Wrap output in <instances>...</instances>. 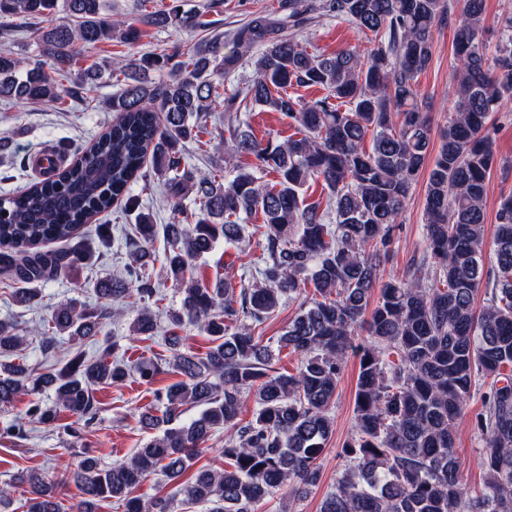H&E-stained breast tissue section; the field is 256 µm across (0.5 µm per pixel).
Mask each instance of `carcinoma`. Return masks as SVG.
I'll use <instances>...</instances> for the list:
<instances>
[{"label":"carcinoma","instance_id":"1","mask_svg":"<svg viewBox=\"0 0 512 512\" xmlns=\"http://www.w3.org/2000/svg\"><path fill=\"white\" fill-rule=\"evenodd\" d=\"M115 13L112 0H0V31L32 28L38 53L0 52V99L60 104L86 99L103 77L92 64L65 88L58 79L81 51L104 40L137 42L140 26L207 31L209 12L173 0L166 10ZM485 0H277L273 15H253L233 34L223 53L219 36L196 43L174 42L160 55L118 63L123 83L108 102L118 119L79 160L0 202V273L16 288L12 297L27 305L38 299L33 284L65 275L92 256L86 235L92 218L124 200L139 206L132 186L151 158L167 177L176 206L195 191L199 211L193 224H168L167 276L182 294L171 325L198 327L213 346L206 357L181 350L171 332L170 364L182 379L157 394V407L142 420L158 434L130 458L101 466L85 454L71 472L80 499L63 508L56 488L37 475L27 479L23 512H97L98 502L124 501V512H171V499L147 502L133 495L160 467L178 483L188 504L207 512H256L276 491L300 500L321 478L320 458L333 434L329 415L350 351H359L355 391V438L344 452L349 466L336 480L321 512H512V196L496 213L494 249L485 266V200L495 150L486 131L499 101L512 95V14L499 21L493 51L484 42ZM318 18H336L371 33L362 53L310 52L294 36ZM454 25V53L460 68L451 77L456 100L428 174L423 220V256L403 279L384 278L394 232L425 163L431 128L417 92L418 76L429 65L434 29ZM256 52L252 78L224 100V111L260 107L297 123L299 135L285 141L258 139L249 123H227L224 163L227 180L183 165L181 147L199 140L203 119L218 86L213 75L233 72ZM168 70L155 84L149 72ZM319 87L325 95L303 102L287 88ZM371 148H366V137ZM255 162L245 164L241 157ZM274 175L273 180L267 176ZM315 182L326 202H310ZM262 217L260 277L235 287L229 278L207 286L188 276L191 261L210 253L218 241L242 248L245 217ZM65 247L40 250L46 243ZM151 255L131 251L127 278L97 285L107 301L149 302L156 288L145 274ZM485 287L486 302L475 307ZM312 293H307V288ZM304 295L299 311L265 344L255 334L287 299ZM111 311L74 301L56 305L41 324L45 349L63 335L78 344L63 364L33 376L15 362L24 336L0 320V409L19 398L50 389L53 406L31 420L55 427L59 412L90 421L93 387L121 385L135 373L150 383L162 358L132 366L87 359L79 343L97 335ZM157 327L143 306L133 336ZM368 339L353 345L357 331ZM300 354L292 372L276 367L275 348ZM397 360H389L390 355ZM482 389L477 432L486 439L483 489L468 495L454 453L456 422L471 393ZM254 396L252 419L240 422L245 397ZM186 406L199 416L183 420ZM224 429V469L197 471L195 464L212 433Z\"/></svg>","mask_w":512,"mask_h":512}]
</instances>
